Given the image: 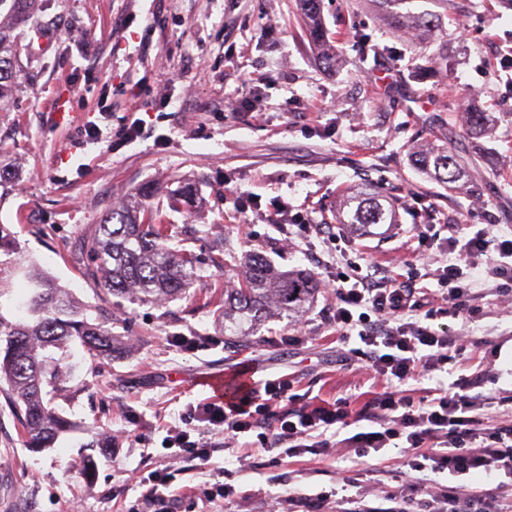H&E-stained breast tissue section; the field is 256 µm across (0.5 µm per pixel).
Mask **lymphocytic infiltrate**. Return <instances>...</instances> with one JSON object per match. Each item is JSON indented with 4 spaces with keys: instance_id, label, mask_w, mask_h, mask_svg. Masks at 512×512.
Segmentation results:
<instances>
[{
    "instance_id": "lymphocytic-infiltrate-1",
    "label": "lymphocytic infiltrate",
    "mask_w": 512,
    "mask_h": 512,
    "mask_svg": "<svg viewBox=\"0 0 512 512\" xmlns=\"http://www.w3.org/2000/svg\"><path fill=\"white\" fill-rule=\"evenodd\" d=\"M446 243L450 258L439 267L438 288L431 294L417 288L415 279L371 263L347 259L329 275L337 333L345 340L358 337L362 369L387 386L360 412H353L346 398L328 406L303 400L288 380L278 377L260 380L235 402L198 404V418L223 433L225 445L238 444L250 433L258 450L291 458L332 450L327 432L349 427L356 417L375 428L348 438L355 455L366 457L400 440L409 470L452 476L481 472L490 477L491 488L465 491L442 485L419 492L410 485L383 492L372 502L333 488L289 497L288 512H321L328 505L334 512H512L502 494L512 482V424H487L477 396L470 393L473 380L439 388L425 400L414 399L404 388L408 381L444 371L466 349L467 337L436 331L428 322L464 313L474 270L484 268L494 278L512 271V237L483 227L458 231ZM274 403L282 404L283 411L273 421L268 411Z\"/></svg>"
}]
</instances>
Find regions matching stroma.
<instances>
[{
	"label": "stroma",
	"mask_w": 512,
	"mask_h": 512,
	"mask_svg": "<svg viewBox=\"0 0 512 512\" xmlns=\"http://www.w3.org/2000/svg\"><path fill=\"white\" fill-rule=\"evenodd\" d=\"M41 27L18 28L22 49L10 101L0 107V225L23 262L38 263L81 301L97 303L98 286L77 261L105 214L140 187L166 194L194 184L198 200L170 210L174 246L191 253L197 279L180 298L146 304L113 297L101 319L127 339L110 360L75 350L65 392L54 405L74 424L55 447L25 448L0 398V512H135L143 477L168 469L180 512H266L277 497L335 487L357 478L359 494L407 483H447L413 472L401 449L367 457L346 449L273 460L252 449L215 448L208 464L171 457V425L190 421L207 398L199 381L246 367L257 378L281 377L317 404L348 398L353 409L382 392L333 323L336 298L317 291L303 318L269 313L250 335L225 330L209 300L237 282L258 254L279 271L325 279L333 257L308 250L295 219L330 225L349 248L400 274L419 273L436 288L443 240L432 224H492L512 232V7L503 0H448L433 31L448 66L432 69L414 37L390 24L379 0H322L321 19L337 62L319 61L298 0H39ZM258 105L260 117L226 111L227 99ZM492 113L481 139L458 120L461 103ZM105 133L77 146L88 119ZM144 133L128 141L126 127ZM467 160L456 191L418 172L412 148L439 132ZM370 187L399 198V221L383 234L357 235L336 218L343 193ZM261 209L240 219L237 197ZM470 315L432 321L465 331L467 350L447 371L408 382L414 398L479 374L474 393L490 423L512 421V293L486 274L474 277ZM195 338L186 350L174 337ZM112 439L109 450L95 448ZM93 456V475L82 469ZM227 481L229 499H208Z\"/></svg>",
	"instance_id": "1"
}]
</instances>
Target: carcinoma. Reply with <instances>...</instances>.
<instances>
[{"label":"carcinoma","mask_w":512,"mask_h":512,"mask_svg":"<svg viewBox=\"0 0 512 512\" xmlns=\"http://www.w3.org/2000/svg\"><path fill=\"white\" fill-rule=\"evenodd\" d=\"M321 0H300L314 46L327 43V32L320 20ZM389 16L402 26L422 32L439 24V15L414 12L413 0H382ZM22 23L37 11V0H0V8ZM17 48L0 29V102L8 97L16 75ZM493 117L486 112H469L466 133L474 139L489 134ZM416 168L452 190L466 176L463 166L448 148V137L413 151ZM156 190L142 187L133 200L105 215L97 233L88 238L86 249L98 265L85 271L101 288L100 301L109 296L138 302L164 303L180 297L193 286L197 276L193 258L169 246L171 225L161 221L159 211H150L139 219L143 202ZM340 223L365 231L371 224L398 223V204L377 191L356 190L343 200ZM29 285L22 301L27 318L11 320L0 313V395L13 407L27 445L51 448L59 436L71 429V422L52 406L49 395L64 386L68 378L69 348L80 344L92 358H112L122 342L98 318V304L81 303L39 266L13 259H0V292L12 287L19 269ZM317 290L312 277L302 273H277L260 256L250 260L248 275L237 288L224 291V320L234 321L227 308L251 320L266 309L297 318Z\"/></svg>","instance_id":"obj_1"}]
</instances>
